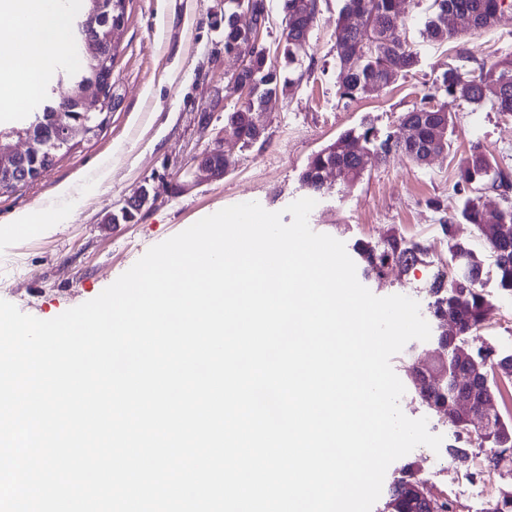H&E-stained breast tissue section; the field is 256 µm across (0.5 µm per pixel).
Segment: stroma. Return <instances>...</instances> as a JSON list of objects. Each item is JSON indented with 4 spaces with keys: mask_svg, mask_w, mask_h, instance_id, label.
<instances>
[{
    "mask_svg": "<svg viewBox=\"0 0 512 512\" xmlns=\"http://www.w3.org/2000/svg\"><path fill=\"white\" fill-rule=\"evenodd\" d=\"M344 0H319L308 53L310 69L298 87L271 98L256 118L264 128L258 142L224 144L231 162L224 179L193 181L194 158L216 137L224 120L225 89L241 67L242 53H225L222 0H126L125 24L112 68L115 104L94 134L73 147L38 177L0 192V299L21 312L48 320L97 297L153 245L182 232L222 208L255 201L282 212L314 197L311 229L330 235L354 251L357 243L382 245L396 232L407 246L425 252L411 268L394 269L385 279L360 276L374 295H405L427 306L434 277L451 268L448 242L440 226L455 213L458 167L472 144L512 169V116L473 106L445 93L437 101L455 116L449 146L425 166L391 151L367 161L359 182L346 186L328 175V190L311 194L300 175L315 152L345 132L373 127L377 139L400 133V117L421 103L447 68L473 69L512 57V9L491 27L469 31L442 45L426 42L421 21L433 0H400L398 31L421 57L420 66L362 98L339 99L340 81L333 46ZM214 113L202 128V113ZM68 196H60V186ZM148 189L152 201L128 224L110 218L124 200ZM66 211L67 223L42 233L8 235L3 226L22 211ZM482 289L491 309L472 347L512 352V297L500 290L492 258L484 260ZM403 413L424 417L442 436L443 459L420 446L394 461L384 480L392 482L404 465L435 494L456 500L458 512H485L512 473L493 468L469 444L465 433L429 413L413 384L400 400Z\"/></svg>",
    "mask_w": 512,
    "mask_h": 512,
    "instance_id": "35a3bbf8",
    "label": "stroma"
}]
</instances>
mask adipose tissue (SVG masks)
<instances>
[{
  "label": "adipose tissue",
  "instance_id": "adipose-tissue-1",
  "mask_svg": "<svg viewBox=\"0 0 512 512\" xmlns=\"http://www.w3.org/2000/svg\"><path fill=\"white\" fill-rule=\"evenodd\" d=\"M81 0H0V41L15 44L10 55L0 54V112L40 95L51 66L68 49L66 30Z\"/></svg>",
  "mask_w": 512,
  "mask_h": 512
}]
</instances>
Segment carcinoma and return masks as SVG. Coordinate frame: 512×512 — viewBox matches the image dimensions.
Masks as SVG:
<instances>
[{
    "instance_id": "cac0c4a2",
    "label": "carcinoma",
    "mask_w": 512,
    "mask_h": 512,
    "mask_svg": "<svg viewBox=\"0 0 512 512\" xmlns=\"http://www.w3.org/2000/svg\"><path fill=\"white\" fill-rule=\"evenodd\" d=\"M86 9L77 22V31L104 37L112 21L108 8L109 0H86ZM435 11L425 17L423 37L435 44L444 43L461 34V30L448 27V15L455 14L466 20L464 31L490 27L505 7H512L509 0H434ZM282 9L287 20L283 32L282 69L293 72L301 67L306 47L309 46L311 30L318 12V0H282ZM342 15L355 16L358 22L349 27L342 22L336 29V64L344 77L338 92L342 99L355 100L372 91L378 84L387 85L398 76L414 71L420 63L419 55L407 39L396 33L399 17V0H344ZM267 23V0H224V52L231 53L241 42L255 36L254 23ZM105 60L85 57L82 74L66 75L72 83L70 96L60 102L47 104L43 112L31 122H20L7 129L0 127V145L12 141V135L22 132L37 146L34 155L26 165H35L42 170L52 167L58 154L71 148L65 143L50 141L58 113H64L63 120L69 124L85 123L92 128L99 127L98 113L84 112L80 93L82 83L103 78ZM255 78L254 88L259 95L242 103L239 111L259 112L264 100L279 93L285 95L300 79L283 77L270 65L269 51L259 46L255 57L248 62V73L235 75L233 87L243 78ZM444 92L475 106H490L504 115L512 114V58H506L486 67L463 71L450 67L436 79L433 90L425 93L421 105L401 115V124H413L417 137L400 143L389 134L380 142L375 141L373 128L364 127L356 132L348 131L336 140V151L325 147L313 154L301 174V182L314 193L324 189L323 172L336 169V177L349 185L357 182L363 174L358 158L351 152V146L362 145L368 155L376 161L392 149L404 152L418 163L430 153H440L448 147V131L454 129L455 117L443 105L435 103L436 93ZM482 187L496 192L504 201L497 213V223L512 226V171L501 167L477 145L471 147L458 168V179L454 192L461 198L460 209L448 217V223L441 225V232L448 240L451 259L457 262V269L450 274L435 276L429 295L428 307L433 317L454 320L459 326L458 335L448 339L447 357H437L433 366L447 368L448 383L443 389L421 395V400L435 414L449 423L465 430L463 421L455 410L456 375L452 366L455 347L468 341L471 333L481 329L485 322L490 303L483 293V260L469 244L455 238L452 228L462 221L472 225L476 235L482 238L484 249L494 257L495 274L499 288L512 295V238L507 241H490L483 238L481 226L488 223L489 215L481 205V196L474 190ZM424 248L416 245L407 247L396 234H389L383 246L365 245L360 255L367 275L379 278L388 268L399 265L405 269L414 266ZM512 368V354L478 353L467 365L461 367L464 385L476 401L501 393L498 382L512 383V375H496L493 365ZM477 448L486 450V455L503 463H512V419L499 418L487 436L476 440ZM417 481L411 470L393 482L388 488L386 512H457L454 502L443 500L430 505L415 494ZM486 512H512V489L504 490L491 503Z\"/></svg>"
}]
</instances>
